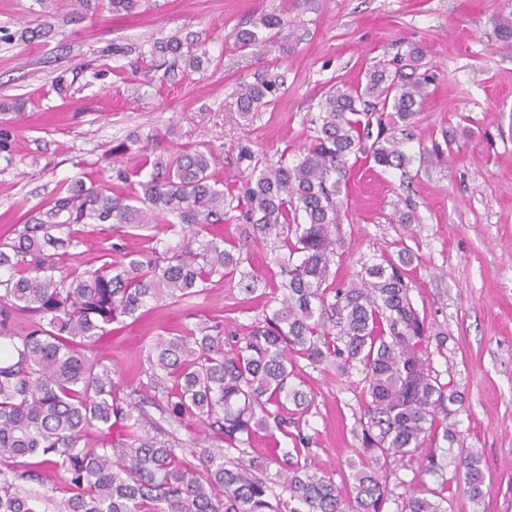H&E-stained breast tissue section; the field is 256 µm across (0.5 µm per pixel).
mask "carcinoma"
<instances>
[{
	"mask_svg": "<svg viewBox=\"0 0 512 512\" xmlns=\"http://www.w3.org/2000/svg\"><path fill=\"white\" fill-rule=\"evenodd\" d=\"M76 16L136 14L143 0H36ZM503 47H512V17L493 18ZM265 14L236 33L237 49L262 56L283 26ZM170 56L189 75L208 60L198 41L178 34L154 43L151 57ZM417 46L375 67L366 82L331 87L311 119L312 134L292 161L261 160L252 145L227 150L249 177L224 186L213 166L220 152L184 145L165 160L152 157L158 139L138 147L134 161L115 170L126 185L113 192L75 177L46 204L21 212L0 239V512H46L53 502L26 490L59 473L57 512H385L393 466L419 463L442 469L441 444L457 398L431 370L433 337L410 297L409 247L382 254L357 278L338 285L332 267L341 257L337 197L349 157L383 169L405 170L416 160L442 164L451 144L434 143L413 155L409 144L428 97L430 75ZM279 76L264 72L237 91L248 119L273 102ZM237 225V235L218 231ZM108 224L122 233L143 231L145 244L112 259L68 248L87 242L88 227ZM173 232L179 241L160 237ZM250 241L275 243L283 295L263 293L264 318L244 333L224 337L219 325H198L159 339L147 355L146 387L169 425L190 433L179 441L160 424L146 423L143 404L120 396L116 371L87 353L101 338L137 319L152 302L197 295L216 276L238 279L247 295L262 274L246 268ZM28 315L22 331L16 320ZM436 340V350L444 341ZM332 365L357 376L362 451L349 462L352 482L342 488L329 472L300 461L268 463L252 457L253 440L293 436L296 457L311 437L300 423L312 397L293 382L294 363ZM96 428L112 436L98 446ZM459 465L471 500L483 497L482 453L462 448ZM418 490L401 512H446L445 498Z\"/></svg>",
	"mask_w": 512,
	"mask_h": 512,
	"instance_id": "obj_1",
	"label": "carcinoma"
}]
</instances>
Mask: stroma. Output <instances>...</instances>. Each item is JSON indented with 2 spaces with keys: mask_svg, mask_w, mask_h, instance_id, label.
Returning a JSON list of instances; mask_svg holds the SVG:
<instances>
[{
  "mask_svg": "<svg viewBox=\"0 0 512 512\" xmlns=\"http://www.w3.org/2000/svg\"><path fill=\"white\" fill-rule=\"evenodd\" d=\"M35 6L0 0V113L22 112L6 125L0 150V231L74 176L108 181L114 166L130 160L125 146L155 131L168 151L247 141L271 162L293 156L329 87L364 81L376 62L409 45L424 48L433 80L417 139L427 146L449 139L452 152L447 163L405 176L355 164L340 193L336 281L349 282L363 263L408 245L417 255L411 297L432 332L447 338L430 363L459 398L448 419L458 443L446 447L439 473L395 466L387 512H399L423 487L442 490L448 512H512V51L500 49L493 24L507 10L503 0H149L130 16L59 12L51 38L27 42L19 33L32 25ZM267 13L285 17L270 51L261 60L238 52L237 30ZM174 32L204 41L209 63L188 77L177 66L134 72L136 48ZM270 63L282 76L274 102L241 118L238 86ZM405 207L419 223H397L395 211ZM261 316V298L217 278L200 295L150 303L92 354L136 400L157 339L204 319L240 334ZM296 378L314 397L302 425L312 438L306 463L344 481L360 449L359 391L352 379L303 359ZM463 446L483 454L478 504L454 462Z\"/></svg>",
  "mask_w": 512,
  "mask_h": 512,
  "instance_id": "stroma-1",
  "label": "stroma"
}]
</instances>
